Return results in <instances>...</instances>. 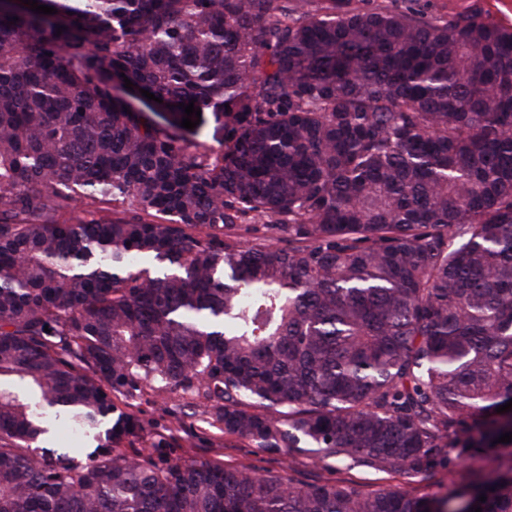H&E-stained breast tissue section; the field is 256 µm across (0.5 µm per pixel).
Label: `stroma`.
Masks as SVG:
<instances>
[{
    "mask_svg": "<svg viewBox=\"0 0 512 512\" xmlns=\"http://www.w3.org/2000/svg\"><path fill=\"white\" fill-rule=\"evenodd\" d=\"M391 4L395 8H416L430 15L451 16L477 8L489 19L506 27L512 26V0H365L366 7ZM117 411L138 417L143 425L142 436L134 446L149 450L156 440H166L172 459L199 458L229 466L248 467L260 474L280 471L281 458L256 448L236 436L212 427L198 400L180 393L156 392L144 389L133 397H117ZM498 463L487 457H477L454 465L449 471L430 479H416L411 488L418 494H441L453 486H467L493 476ZM296 476L303 481L317 479L351 480L374 490L392 484L393 476L361 469H325L313 453L299 454Z\"/></svg>",
    "mask_w": 512,
    "mask_h": 512,
    "instance_id": "35a3bbf8",
    "label": "stroma"
}]
</instances>
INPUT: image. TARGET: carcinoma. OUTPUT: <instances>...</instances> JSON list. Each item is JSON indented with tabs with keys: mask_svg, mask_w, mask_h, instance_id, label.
I'll return each instance as SVG.
<instances>
[{
	"mask_svg": "<svg viewBox=\"0 0 512 512\" xmlns=\"http://www.w3.org/2000/svg\"><path fill=\"white\" fill-rule=\"evenodd\" d=\"M37 4L57 13L0 0V512H512V464L470 496L408 489L512 447V27ZM209 120L219 152L188 143ZM146 387L288 465L127 453L143 426L114 398ZM63 421L87 462L35 446ZM307 448L405 483H304Z\"/></svg>",
	"mask_w": 512,
	"mask_h": 512,
	"instance_id": "carcinoma-1",
	"label": "carcinoma"
}]
</instances>
